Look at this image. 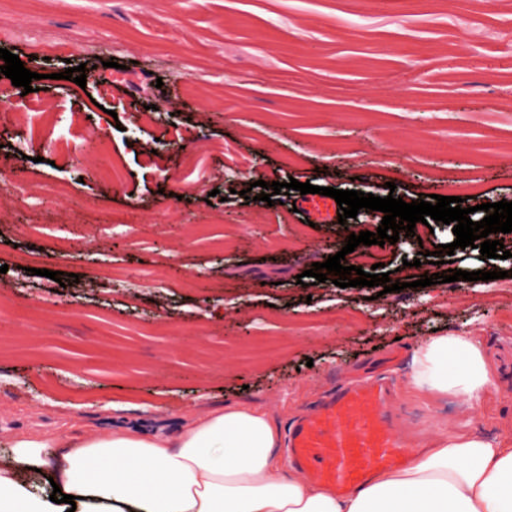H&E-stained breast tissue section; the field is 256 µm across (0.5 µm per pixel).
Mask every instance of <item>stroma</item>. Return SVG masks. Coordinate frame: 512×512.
<instances>
[{
	"label": "stroma",
	"instance_id": "obj_1",
	"mask_svg": "<svg viewBox=\"0 0 512 512\" xmlns=\"http://www.w3.org/2000/svg\"><path fill=\"white\" fill-rule=\"evenodd\" d=\"M512 0H0V28L36 22L50 42L2 40L39 73L37 96L0 74L30 126L0 123V455L21 428L176 430L216 405L262 407L281 432L324 395L377 377L409 443L448 421L496 437L512 424V256L454 255L443 223L368 246L391 280L499 271L379 294L297 276L348 227L334 198L261 201L251 173L405 202H512ZM85 66L86 84L62 79ZM155 105L154 125L139 114ZM194 128L192 161L166 150ZM95 139L94 154L83 146ZM162 153L146 167L147 148ZM120 164L121 186L87 161ZM395 191H388V183ZM252 190L244 199L243 190ZM54 271L74 273L61 287ZM478 338L494 373L483 404L406 388L433 332Z\"/></svg>",
	"mask_w": 512,
	"mask_h": 512
}]
</instances>
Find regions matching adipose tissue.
I'll return each mask as SVG.
<instances>
[{"label":"adipose tissue","instance_id":"ef3b65f1","mask_svg":"<svg viewBox=\"0 0 512 512\" xmlns=\"http://www.w3.org/2000/svg\"><path fill=\"white\" fill-rule=\"evenodd\" d=\"M491 382L482 345L429 337L408 388L481 403ZM281 433L263 409L236 404L176 431H20L0 459V512H512V439L439 432L401 468L345 495L296 481L275 450ZM53 479L75 508L52 502Z\"/></svg>","mask_w":512,"mask_h":512}]
</instances>
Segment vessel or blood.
Returning a JSON list of instances; mask_svg holds the SVG:
<instances>
[{
	"instance_id": "obj_1",
	"label": "vessel or blood",
	"mask_w": 512,
	"mask_h": 512,
	"mask_svg": "<svg viewBox=\"0 0 512 512\" xmlns=\"http://www.w3.org/2000/svg\"><path fill=\"white\" fill-rule=\"evenodd\" d=\"M389 390L372 382L337 392L288 434V456L313 482L347 491L397 465L407 450L394 431Z\"/></svg>"
}]
</instances>
